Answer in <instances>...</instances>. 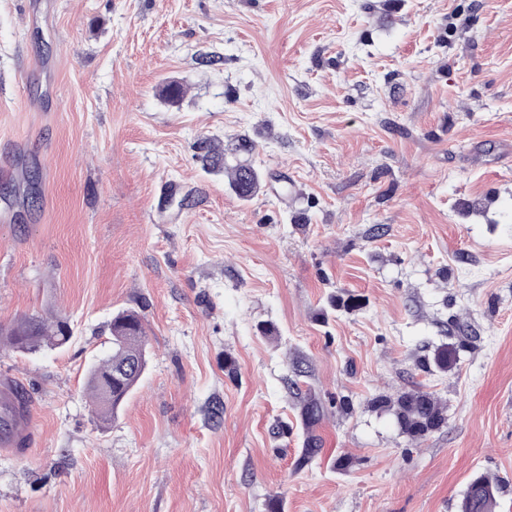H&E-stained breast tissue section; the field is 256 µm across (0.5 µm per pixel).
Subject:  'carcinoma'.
Listing matches in <instances>:
<instances>
[{"label":"carcinoma","mask_w":512,"mask_h":512,"mask_svg":"<svg viewBox=\"0 0 512 512\" xmlns=\"http://www.w3.org/2000/svg\"><path fill=\"white\" fill-rule=\"evenodd\" d=\"M203 167L209 171L224 170L231 190L241 200H248L260 189L263 176L250 162L248 155L254 150L252 140L238 139L236 152L242 154L235 164L226 162L224 151L210 145L202 147ZM112 353L94 364L89 372L88 384L92 393L97 419H112L146 368V334L139 315L122 312L110 325ZM72 338L71 331L58 319L33 315L0 328V341L23 354L41 349L60 348ZM112 384V401H106L102 392ZM381 407L391 409L400 428L418 438L438 429L445 422L444 409L427 392L403 393L394 399H381ZM497 489L486 477L471 479L463 494L460 512H493Z\"/></svg>","instance_id":"obj_1"}]
</instances>
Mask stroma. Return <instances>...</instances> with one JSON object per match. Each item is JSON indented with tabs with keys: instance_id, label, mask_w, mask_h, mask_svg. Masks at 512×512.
I'll return each instance as SVG.
<instances>
[{
	"instance_id": "stroma-1",
	"label": "stroma",
	"mask_w": 512,
	"mask_h": 512,
	"mask_svg": "<svg viewBox=\"0 0 512 512\" xmlns=\"http://www.w3.org/2000/svg\"><path fill=\"white\" fill-rule=\"evenodd\" d=\"M242 136L247 201L198 158ZM31 315L74 337L0 346L35 420L0 512H460L477 474L512 512V0H0V325ZM412 391L420 439L374 406ZM109 330L112 353L91 367L88 378L95 414L102 422L114 417L146 368V334L139 315L118 313L113 317ZM111 373L112 402H108L102 392ZM117 373L118 378L115 377ZM377 404L391 409L403 432L414 438L426 436L446 420L443 407L427 392L403 393L395 399H380Z\"/></svg>"
}]
</instances>
